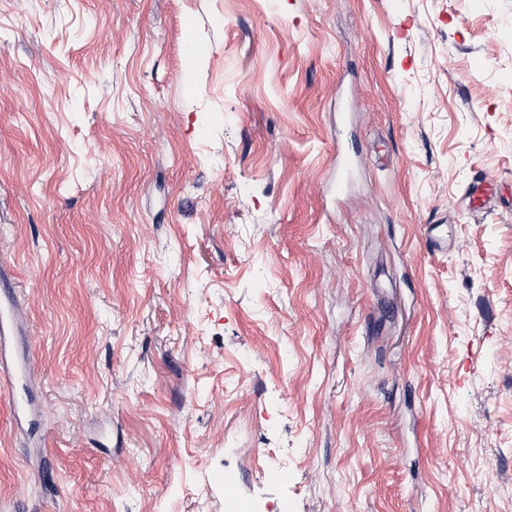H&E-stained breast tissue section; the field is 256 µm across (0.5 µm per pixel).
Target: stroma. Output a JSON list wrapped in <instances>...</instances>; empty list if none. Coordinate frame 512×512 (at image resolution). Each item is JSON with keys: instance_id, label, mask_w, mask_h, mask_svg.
I'll return each mask as SVG.
<instances>
[{"instance_id": "35a3bbf8", "label": "stroma", "mask_w": 512, "mask_h": 512, "mask_svg": "<svg viewBox=\"0 0 512 512\" xmlns=\"http://www.w3.org/2000/svg\"><path fill=\"white\" fill-rule=\"evenodd\" d=\"M0 267V512H512V0H0ZM0 378L14 398L17 395L19 382L28 375V357L15 358V349H11L10 336L18 335L16 303L11 295L12 288L4 277L0 278Z\"/></svg>"}]
</instances>
